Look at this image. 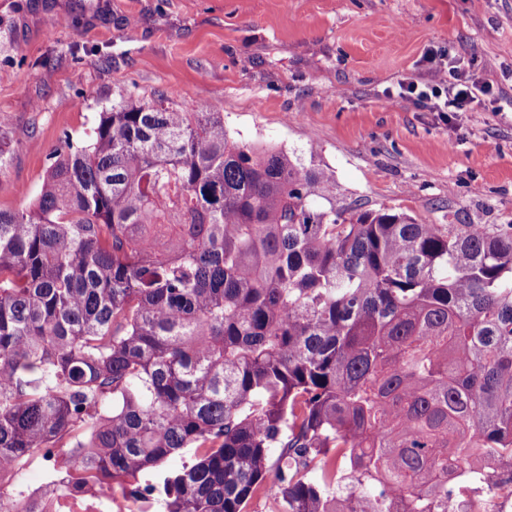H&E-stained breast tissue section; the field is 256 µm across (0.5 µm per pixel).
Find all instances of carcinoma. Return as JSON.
I'll list each match as a JSON object with an SVG mask.
<instances>
[{"mask_svg": "<svg viewBox=\"0 0 512 512\" xmlns=\"http://www.w3.org/2000/svg\"><path fill=\"white\" fill-rule=\"evenodd\" d=\"M50 160L0 210V473L98 491L194 448L166 512H473L512 466V224L348 217L168 92Z\"/></svg>", "mask_w": 512, "mask_h": 512, "instance_id": "cac0c4a2", "label": "carcinoma"}]
</instances>
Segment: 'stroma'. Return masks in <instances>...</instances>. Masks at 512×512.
<instances>
[{"label":"stroma","instance_id":"35a3bbf8","mask_svg":"<svg viewBox=\"0 0 512 512\" xmlns=\"http://www.w3.org/2000/svg\"><path fill=\"white\" fill-rule=\"evenodd\" d=\"M430 48L502 96L450 125L387 99ZM161 92L314 157L337 206L512 224V0H0V210L28 207L64 138Z\"/></svg>","mask_w":512,"mask_h":512}]
</instances>
